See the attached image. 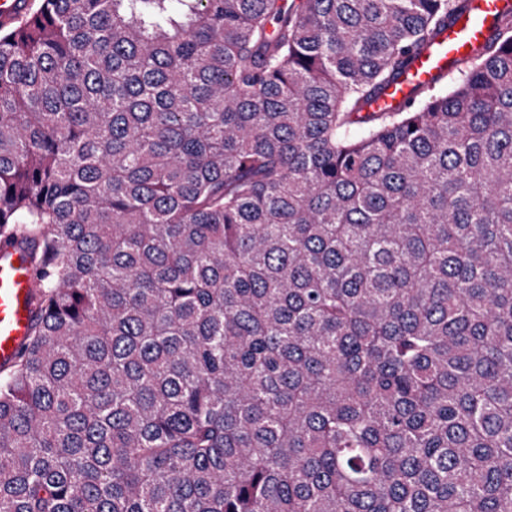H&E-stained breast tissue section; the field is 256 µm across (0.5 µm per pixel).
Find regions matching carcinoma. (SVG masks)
<instances>
[{"label":"carcinoma","instance_id":"obj_1","mask_svg":"<svg viewBox=\"0 0 512 512\" xmlns=\"http://www.w3.org/2000/svg\"><path fill=\"white\" fill-rule=\"evenodd\" d=\"M42 0L0 26V512H512V14ZM512 14L511 0H463L461 10L421 49L410 53L402 72L372 104L373 109H407L416 91L430 87L449 72L452 61H461L490 43L497 17ZM17 246H0V364H9L26 341L38 288L34 267Z\"/></svg>","mask_w":512,"mask_h":512}]
</instances>
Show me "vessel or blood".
<instances>
[{"label": "vessel or blood", "mask_w": 512, "mask_h": 512, "mask_svg": "<svg viewBox=\"0 0 512 512\" xmlns=\"http://www.w3.org/2000/svg\"><path fill=\"white\" fill-rule=\"evenodd\" d=\"M30 0H0V23L22 19ZM512 14V0H462L460 11L421 49L410 53L402 72L377 98L375 108L407 109L417 90L430 87L461 61L490 43L500 16ZM16 246H0V364L11 363L25 342L34 316L37 273L22 262Z\"/></svg>", "instance_id": "b4317fda"}]
</instances>
